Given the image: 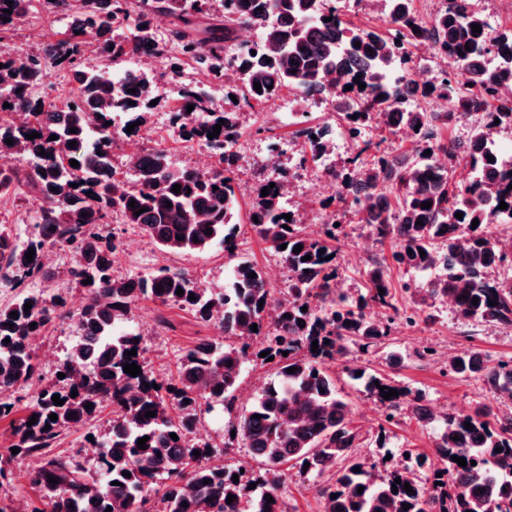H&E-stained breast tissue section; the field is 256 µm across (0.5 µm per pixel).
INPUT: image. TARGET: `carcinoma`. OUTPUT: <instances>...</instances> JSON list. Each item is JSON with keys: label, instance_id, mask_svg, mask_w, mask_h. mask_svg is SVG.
Returning <instances> with one entry per match:
<instances>
[{"label": "carcinoma", "instance_id": "cac0c4a2", "mask_svg": "<svg viewBox=\"0 0 512 512\" xmlns=\"http://www.w3.org/2000/svg\"><path fill=\"white\" fill-rule=\"evenodd\" d=\"M33 2L0 0V199L17 197L25 187L40 201L26 241L0 231V288L51 282L42 257L56 248L71 254L67 285L84 291L85 304L76 315L78 341L58 366L66 377L41 389L26 413L11 420L12 447L35 459L29 483L39 505L31 512H105L108 507L112 512H288L280 489L290 467L327 478L320 486L323 512H512V360L494 362L475 348L448 357L450 376L486 380L498 410L445 412L438 419L426 412L425 393L396 387L378 374L351 371L380 403L385 422L406 415L438 427L434 457L411 453L402 472L379 474L355 453L361 434L327 363L354 347L365 352L390 335L393 316L374 321L367 315L373 306L397 310L386 259L371 260L365 293L349 300L335 266L337 227L326 224L317 236L307 233L285 207L277 179L255 186L247 219L257 238L288 263L286 292L279 299L262 268L244 258L234 263L230 280L218 292L168 267L118 276L120 241L107 230L117 217L166 252L203 253L220 244L236 257L235 148L246 133L269 131L251 124L247 109L288 90L316 92L327 96L340 122L296 121L300 164L324 163L329 153L325 135L334 130L357 141L362 128L373 125L385 141L406 129L412 150L375 155L366 167L361 156L380 143L364 141L354 157L332 168L333 177L347 187L339 202L377 241L393 243L396 263L425 276L411 289L420 304L451 300L462 319L512 328V287L491 278L497 248L491 225L512 222V174L504 170L506 156L497 143L485 137L491 128H512V28L492 26L484 14L469 9L467 0H448L428 22L415 0H382L377 7L381 30L347 25L336 0H112L109 6L105 0H42L44 9L67 21L66 29L18 63L5 39L31 15ZM159 14L172 18L169 47L155 38L153 19ZM202 20L209 24L201 31ZM474 24L481 32L472 31ZM251 27L263 30V45L240 58L245 78L238 85L224 77V49L236 31ZM425 40L433 56L453 60L451 70L422 82L414 67L392 77L393 59L412 62ZM143 51L168 59L174 75L191 63L224 84V105L187 91L173 113V131L180 139L218 152L211 170L174 168L162 148L146 151L130 181L112 166L114 147L131 137L127 126L146 121L156 96L144 74L131 82L114 77L121 82L118 88L104 74L111 64ZM493 53L498 65L488 69L483 61ZM49 62L73 72L79 84V92L59 106L38 90V77ZM441 100L448 110L429 109ZM470 118L477 153L462 156L441 129ZM217 124L219 135L208 138ZM33 132L41 137L27 139ZM52 135L57 139L49 140ZM8 138L13 144H6ZM71 141L76 142L72 148ZM72 160L79 166H71ZM475 170L498 180V187L490 190L474 180ZM176 184L178 194L171 191ZM426 201L431 207L421 208ZM502 201L508 208L499 209ZM168 202L172 207H166ZM142 208L145 212L135 215ZM458 212L463 218L455 217ZM298 244L303 248L295 254ZM30 248L31 262L25 258ZM306 255L311 259L302 260ZM251 272L256 277H248ZM89 278L92 283L84 284ZM179 288L184 294H176ZM143 300L220 326L224 338L186 350L177 376L163 380L144 364L141 334L116 332ZM28 302L32 307L26 312ZM65 304L59 292L49 302L40 294L20 293L0 302V385L14 393L33 381L38 374L33 342ZM33 322L36 326L29 327ZM132 349L134 356L128 354ZM262 352L268 356L259 357ZM271 356L277 380L260 391L234 427L243 447L264 462L263 474L252 481L239 468L209 462L214 446L198 440L195 430L201 405H231L244 363ZM127 363L140 366V375L124 372ZM290 367L296 371L286 372ZM392 388L398 395L384 399ZM55 394L63 404L52 401ZM105 406L112 408V424L108 433L93 437L100 471L94 478L71 456L54 453L53 445L61 431L84 426ZM152 411L156 416H145ZM51 414L58 419L50 420ZM33 415L37 422L29 426ZM466 422L473 429H466ZM145 436L149 440L142 450L137 441ZM454 456L466 459V466ZM51 477L58 483H50ZM396 478L401 484L394 489ZM160 480L165 481L162 493L152 500L147 492ZM406 483L412 492H406ZM230 494L235 496L231 503Z\"/></svg>", "mask_w": 512, "mask_h": 512}]
</instances>
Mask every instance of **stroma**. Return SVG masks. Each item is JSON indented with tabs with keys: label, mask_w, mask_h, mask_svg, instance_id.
Returning a JSON list of instances; mask_svg holds the SVG:
<instances>
[{
	"label": "stroma",
	"mask_w": 512,
	"mask_h": 512,
	"mask_svg": "<svg viewBox=\"0 0 512 512\" xmlns=\"http://www.w3.org/2000/svg\"><path fill=\"white\" fill-rule=\"evenodd\" d=\"M62 29V22L41 11L36 17L16 24L10 45L15 51L31 52L46 41L58 38ZM146 127L151 135L142 140V147L166 149L174 166H184L198 150L197 145L173 137L162 113L151 112ZM323 200L328 204V215L334 216L336 222L343 226L338 244L339 278L349 288L351 295H359L364 291V272L371 257L378 255L389 258L393 245L388 241L376 243L369 252L356 254L355 247L359 241L368 238V229L351 222L340 203L333 200L331 195H324ZM118 236L121 245L116 271L122 275L150 272L162 266L181 268L188 271L201 287L216 290L223 287L234 263L233 258L228 257L220 246L204 253L175 254L161 251L150 239L131 228L119 231ZM388 275L397 289L400 311L413 314L414 323L396 322L390 336L368 352H351L331 365L338 391L349 402L356 425L367 436L360 453L381 470L404 468L407 463L405 454L409 451L433 454L435 430L405 416L397 417L391 424H383L379 405L366 395L358 382L349 377L350 368L361 367L368 372L381 374L395 384L423 391L429 406L436 411L461 412L473 410L479 405L491 407L495 401L482 377L475 375L457 380L448 375L446 365L449 356L474 345L491 360L512 359V330L490 325L472 327L441 304L432 308H418L410 293L402 289L403 284L416 281V274L390 262ZM64 296L66 305L60 317L46 327L34 344L40 367L39 376L33 386L22 390L24 402H31L39 389L54 383L60 362L75 342L72 316L83 306L85 295L82 289L71 288L65 290ZM162 315L172 319V328L165 329L158 325L157 320ZM147 324L153 330L152 336L145 340L148 366L164 376L176 372L179 360L188 348L217 338L219 333L216 326L197 322L187 312L143 301L133 309L130 326L139 331ZM392 352L400 356L394 364L388 360ZM273 376L271 365L247 362L242 369L232 406L199 412L197 430L204 433L215 446L225 464L234 465L243 461L251 472L260 473L261 462L250 459L241 442L225 446L224 435L235 426L242 414L251 409L258 393ZM111 422L110 410H103L85 427L63 430L54 449L74 456L88 469H95L97 452L87 442L86 435L91 432L99 436L108 432ZM381 428L386 429L388 435L387 445L383 448L377 447L374 442ZM29 469L28 458H15L9 465L7 479L0 481V497L13 500L25 512H31L36 503V496L29 486ZM318 485L317 479L295 469L288 470L282 496L290 512H323L324 501L317 492Z\"/></svg>",
	"instance_id": "1"
}]
</instances>
